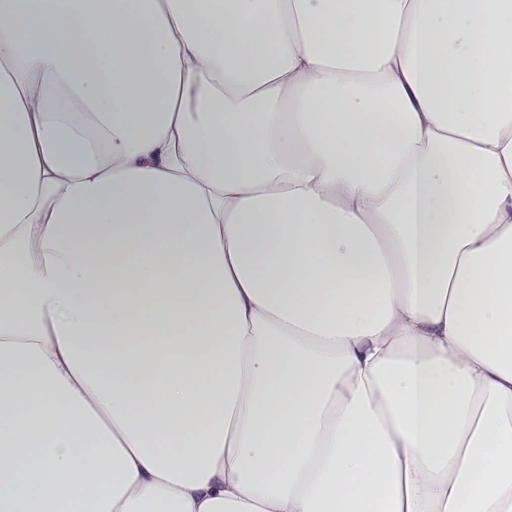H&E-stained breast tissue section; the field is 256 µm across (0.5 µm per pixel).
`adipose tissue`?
<instances>
[{
  "mask_svg": "<svg viewBox=\"0 0 512 512\" xmlns=\"http://www.w3.org/2000/svg\"><path fill=\"white\" fill-rule=\"evenodd\" d=\"M0 512H512V0H0Z\"/></svg>",
  "mask_w": 512,
  "mask_h": 512,
  "instance_id": "ef3b65f1",
  "label": "adipose tissue"
}]
</instances>
